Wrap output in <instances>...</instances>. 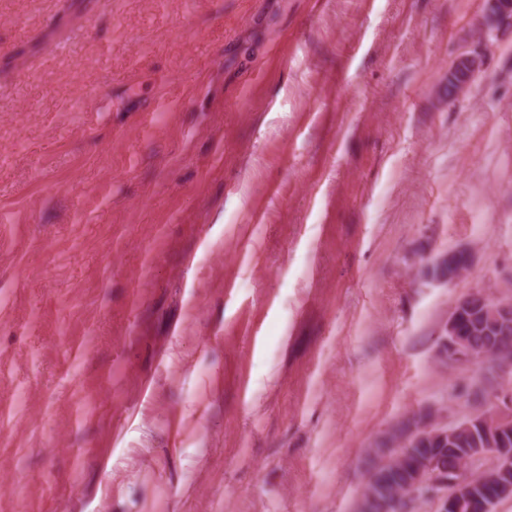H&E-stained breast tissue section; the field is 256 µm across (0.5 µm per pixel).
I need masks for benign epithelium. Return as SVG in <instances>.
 <instances>
[{"mask_svg":"<svg viewBox=\"0 0 512 512\" xmlns=\"http://www.w3.org/2000/svg\"><path fill=\"white\" fill-rule=\"evenodd\" d=\"M486 12L483 27L512 18V3L508 0H484ZM470 265V255L453 251L439 257L435 266L447 270V280L460 278ZM499 340L512 333V302H497L482 290H472L460 297L448 318L441 335L438 355L448 362L480 363L488 359L490 348H478L472 340L476 333ZM462 428L473 433L474 449L463 461L453 467L443 465L444 452L454 441L450 426L440 422L439 416L421 413L411 420L409 427L388 439V443L407 447L413 457L407 471L401 473L405 493L392 501L378 497L380 472L368 475L371 488L361 497L360 506L379 505L380 512H410L418 503L437 504L436 512H459L466 506L468 512H494L498 500L512 493V484L501 481L492 491L480 486L481 477L469 474L485 456H493V465L512 468V450L505 447L506 436L512 435V407L502 410L493 405L487 410H473L462 420Z\"/></svg>","mask_w":512,"mask_h":512,"instance_id":"obj_1","label":"benign epithelium"}]
</instances>
